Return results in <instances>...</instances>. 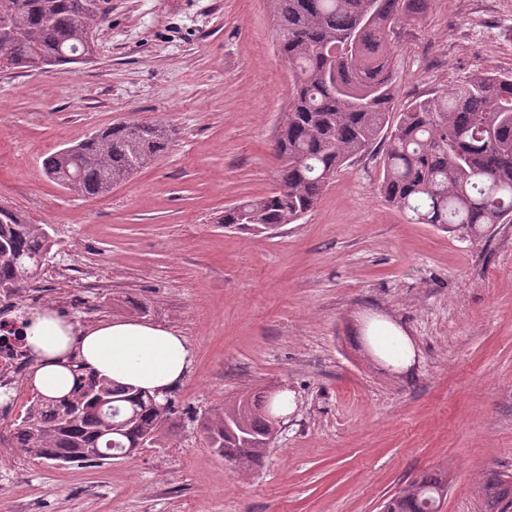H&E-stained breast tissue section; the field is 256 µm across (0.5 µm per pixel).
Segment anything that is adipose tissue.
<instances>
[{
    "mask_svg": "<svg viewBox=\"0 0 512 512\" xmlns=\"http://www.w3.org/2000/svg\"><path fill=\"white\" fill-rule=\"evenodd\" d=\"M25 338L35 357L29 384L50 398L69 394L84 372L162 397L187 376L194 358L187 339L174 330L132 319L80 329L50 308L31 315ZM367 340L392 367L411 365V339L392 322L373 321Z\"/></svg>",
    "mask_w": 512,
    "mask_h": 512,
    "instance_id": "adipose-tissue-1",
    "label": "adipose tissue"
}]
</instances>
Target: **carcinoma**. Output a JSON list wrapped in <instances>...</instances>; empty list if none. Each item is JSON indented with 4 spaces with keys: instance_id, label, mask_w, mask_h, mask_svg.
<instances>
[{
    "instance_id": "1",
    "label": "carcinoma",
    "mask_w": 512,
    "mask_h": 512,
    "mask_svg": "<svg viewBox=\"0 0 512 512\" xmlns=\"http://www.w3.org/2000/svg\"><path fill=\"white\" fill-rule=\"evenodd\" d=\"M109 0H0V43L9 67L50 55L74 64L81 40L106 22ZM432 0H276L277 49L292 87L275 137L278 187L224 208L216 223L260 233L292 224L324 188L377 139L386 142L380 192L415 224L478 237L512 220V73L476 72L432 96L395 109L392 43L398 23L425 14ZM172 129L156 121L113 124L59 149L44 175L84 197L105 196L164 153ZM57 245L46 224L0 205V289L20 293ZM36 406L12 429L26 454L62 464L129 457L155 445L176 412L168 395L116 385L92 374L62 398L34 393ZM266 396L239 393L202 423L218 456L248 471L275 433ZM445 483L413 480L384 512H438ZM486 512H512V476L482 486Z\"/></svg>"
}]
</instances>
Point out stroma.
<instances>
[{"label": "stroma", "instance_id": "stroma-1", "mask_svg": "<svg viewBox=\"0 0 512 512\" xmlns=\"http://www.w3.org/2000/svg\"><path fill=\"white\" fill-rule=\"evenodd\" d=\"M87 64L0 69V205L58 241L46 306L81 326L152 322L194 352L157 446L55 465L0 443V512H383L440 474V512H483L512 475V223L469 239L381 198L385 152L351 160L300 221L229 231L225 206L273 189L291 78L271 0H112ZM395 106L477 71L512 73V0H433L395 41ZM158 120L168 151L103 198L43 173L51 153L121 121ZM386 319L416 358L398 372L364 332ZM293 392L261 466L208 448L200 421L233 393Z\"/></svg>", "mask_w": 512, "mask_h": 512}]
</instances>
